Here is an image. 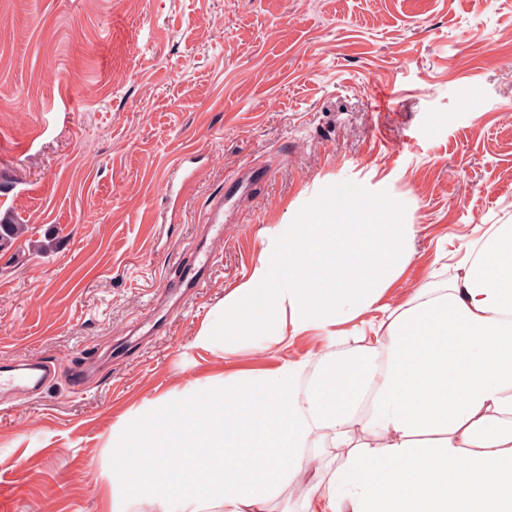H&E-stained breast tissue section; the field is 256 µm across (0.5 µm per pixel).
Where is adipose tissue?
Wrapping results in <instances>:
<instances>
[{
    "mask_svg": "<svg viewBox=\"0 0 512 512\" xmlns=\"http://www.w3.org/2000/svg\"><path fill=\"white\" fill-rule=\"evenodd\" d=\"M371 356L306 385L289 363L158 399L112 435V512L135 495L158 512H270L313 437L339 447L356 425L389 443L354 449L302 512H341L345 497L351 512H512V224L475 238L451 284L395 308Z\"/></svg>",
    "mask_w": 512,
    "mask_h": 512,
    "instance_id": "1",
    "label": "adipose tissue"
}]
</instances>
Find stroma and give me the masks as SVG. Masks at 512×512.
<instances>
[{
    "label": "stroma",
    "mask_w": 512,
    "mask_h": 512,
    "mask_svg": "<svg viewBox=\"0 0 512 512\" xmlns=\"http://www.w3.org/2000/svg\"><path fill=\"white\" fill-rule=\"evenodd\" d=\"M251 162L271 171L225 214L206 287L128 342ZM344 181L386 192L414 227L394 305L451 283L473 239L512 224V0H0V213L54 238L0 252V370H60L41 394L0 392V512H108L120 418L366 351L387 311L228 355L195 344L261 250ZM236 177L233 181L225 183L224 193L216 196L205 210L203 224L207 225L209 235L212 231V239H216L224 224V205L230 202L241 190L242 186L237 183Z\"/></svg>",
    "instance_id": "35a3bbf8"
}]
</instances>
